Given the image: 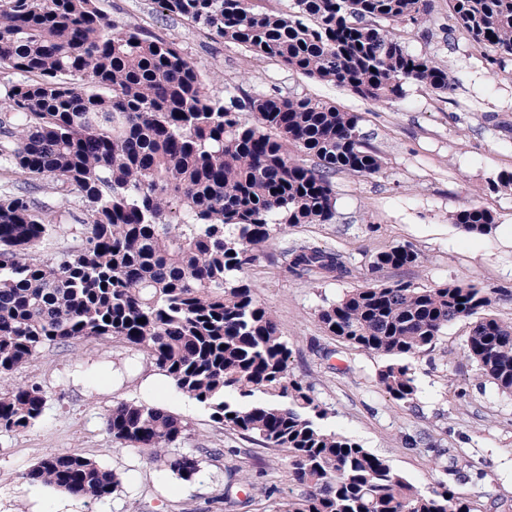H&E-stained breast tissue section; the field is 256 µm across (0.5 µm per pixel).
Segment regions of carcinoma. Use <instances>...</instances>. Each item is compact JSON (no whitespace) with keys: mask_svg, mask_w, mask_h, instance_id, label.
Instances as JSON below:
<instances>
[{"mask_svg":"<svg viewBox=\"0 0 512 512\" xmlns=\"http://www.w3.org/2000/svg\"><path fill=\"white\" fill-rule=\"evenodd\" d=\"M97 0H0V175L27 186L0 194V375L41 349L118 338L145 353L176 389L243 439L282 452L298 496L276 512H474L448 486L421 490L357 441L325 429L327 411L289 370L290 349L253 287L235 280L273 228L327 224L333 176L380 172L383 157L361 117L310 97L210 96L176 43L114 22ZM428 0H294L288 12L254 0H156L161 12L253 57L390 104L409 81L454 90L448 69L405 46ZM455 27L478 48L512 55V0H448ZM252 121L245 122L240 111ZM44 179L60 202L81 199L82 244L54 263L35 256L57 220L30 189ZM473 235L495 228L473 202L452 215ZM298 276L352 275L349 257L309 242L283 252ZM410 245L377 252L371 269L417 266ZM502 289L452 281L365 284L321 307L318 320L345 346L388 357L377 383L411 404L412 359L432 351L449 323L467 319L463 357L478 378L512 397V322L492 311ZM145 322L140 324L138 319ZM43 388L0 394V430L42 416ZM108 432L158 456L187 424L144 403H119ZM170 469L191 481L193 454ZM60 491L101 499L120 484L79 454L40 460L25 474Z\"/></svg>","mask_w":512,"mask_h":512,"instance_id":"obj_1","label":"carcinoma"}]
</instances>
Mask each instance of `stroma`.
I'll return each instance as SVG.
<instances>
[{
	"label": "stroma",
	"mask_w": 512,
	"mask_h": 512,
	"mask_svg": "<svg viewBox=\"0 0 512 512\" xmlns=\"http://www.w3.org/2000/svg\"><path fill=\"white\" fill-rule=\"evenodd\" d=\"M429 5L406 45L447 68L455 89L440 97L409 83L401 100L385 105L256 60L179 18L161 16L155 0H97L110 20L175 42L214 97L274 90L361 116L367 142L383 157L381 171L336 175L332 222L276 231L239 277L254 285L259 303L274 317L291 350L290 371L311 384L327 411V430L353 438L421 489L446 482L475 512H512V397L480 383L462 360L468 321L449 323L434 350L414 359L418 391L408 406L376 383L385 356L345 347L326 335L317 317L322 306L377 279L421 287L460 280L504 288L494 311L512 321V191L491 188L500 172L512 171V57L492 59L465 35L449 32L448 0ZM473 200L495 218L490 235L467 234L452 223V214ZM304 240L347 253L352 276H293L280 254ZM397 244L416 248L421 264L372 272L373 254ZM88 369L103 373V380L76 382ZM154 372L144 353L122 341L88 339L45 347L0 376V393L33 383L46 393L43 415L33 426L0 433V512H31L26 472L64 453L83 455L121 477L112 494L83 500L79 512H274L279 501L300 494L284 454L226 431L207 408L173 387L155 404L187 424L175 450L199 457L201 471L193 481L177 478L167 457L116 442L107 417L118 403L146 401L143 382ZM453 466L463 468L464 479H449Z\"/></svg>",
	"instance_id": "1"
}]
</instances>
